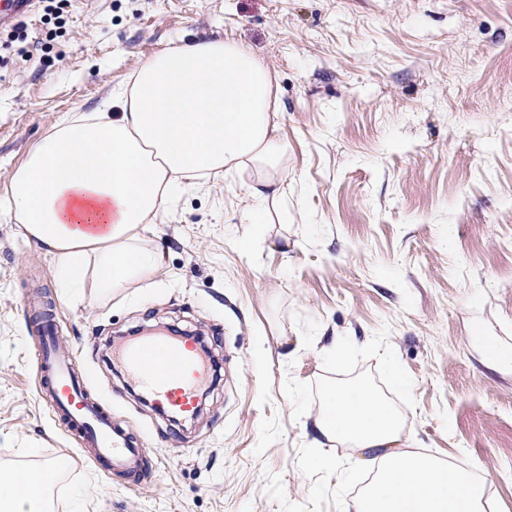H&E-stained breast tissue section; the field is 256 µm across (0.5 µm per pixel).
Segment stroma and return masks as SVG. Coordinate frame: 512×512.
Wrapping results in <instances>:
<instances>
[{
  "label": "stroma",
  "mask_w": 512,
  "mask_h": 512,
  "mask_svg": "<svg viewBox=\"0 0 512 512\" xmlns=\"http://www.w3.org/2000/svg\"><path fill=\"white\" fill-rule=\"evenodd\" d=\"M43 15L34 0L26 56L0 46V467L61 461L57 512H354L372 475L316 421L327 390L363 384L403 443L476 468L512 512V364L488 353L512 352V0H66L53 38ZM212 40L274 78L288 177L259 238L243 240L256 170L201 177L145 236L154 275L107 296L88 279L62 304L4 202L14 172L143 61ZM34 298L139 435L146 477L98 471L37 389ZM170 325L218 365L182 426L112 360L130 329Z\"/></svg>",
  "instance_id": "35a3bbf8"
}]
</instances>
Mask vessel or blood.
<instances>
[{
	"mask_svg": "<svg viewBox=\"0 0 512 512\" xmlns=\"http://www.w3.org/2000/svg\"><path fill=\"white\" fill-rule=\"evenodd\" d=\"M113 357L161 411L182 418L196 414L211 372L210 359L195 337L149 332L130 338ZM40 360L53 409L79 433L88 458L104 473L140 479L147 466L139 439L115 425L111 412L91 396L75 359L60 358L47 342Z\"/></svg>",
	"mask_w": 512,
	"mask_h": 512,
	"instance_id": "obj_1",
	"label": "vessel or blood"
}]
</instances>
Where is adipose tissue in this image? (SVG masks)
<instances>
[{
  "instance_id": "ef3b65f1",
  "label": "adipose tissue",
  "mask_w": 512,
  "mask_h": 512,
  "mask_svg": "<svg viewBox=\"0 0 512 512\" xmlns=\"http://www.w3.org/2000/svg\"><path fill=\"white\" fill-rule=\"evenodd\" d=\"M272 94L269 69L241 45L183 43L142 63L112 112L56 124L15 172L6 205L45 247L62 298L89 275L103 293L151 276L158 256L137 242L172 190L201 175L254 168L248 221L261 223L282 190ZM316 427L379 466L356 512H484L482 478L399 450L400 417L366 386L330 390ZM46 488L43 472L0 469V512H44Z\"/></svg>"
}]
</instances>
